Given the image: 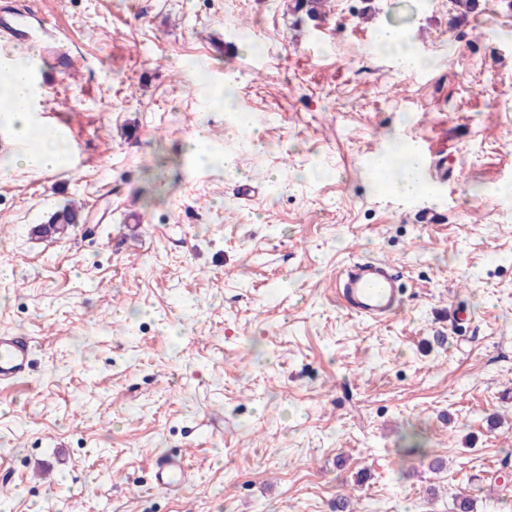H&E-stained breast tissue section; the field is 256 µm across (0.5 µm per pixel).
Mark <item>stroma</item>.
Returning a JSON list of instances; mask_svg holds the SVG:
<instances>
[{"mask_svg":"<svg viewBox=\"0 0 512 512\" xmlns=\"http://www.w3.org/2000/svg\"><path fill=\"white\" fill-rule=\"evenodd\" d=\"M17 3L79 58L67 80L40 65L79 164L0 178V333L32 345L0 386V512H449L460 492L501 512L512 0ZM385 26L421 71L379 49ZM228 85L250 115L234 135ZM415 138L455 182L381 198L373 157ZM73 201L84 224L33 235ZM360 258L403 275L387 322L336 300ZM170 453L182 498L152 483ZM191 468L180 454H168L157 458L152 464L154 484L173 492H181L191 479Z\"/></svg>","mask_w":512,"mask_h":512,"instance_id":"1","label":"stroma"}]
</instances>
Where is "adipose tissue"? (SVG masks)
<instances>
[{
	"label": "adipose tissue",
	"instance_id": "1",
	"mask_svg": "<svg viewBox=\"0 0 512 512\" xmlns=\"http://www.w3.org/2000/svg\"><path fill=\"white\" fill-rule=\"evenodd\" d=\"M0 82L6 85L5 94L0 96V126L11 130L16 137H25L33 122L31 112L22 106L32 94L29 62L16 54L0 57ZM61 140L59 132L43 130L37 149L20 154L18 163L48 170L68 167L69 155L61 149ZM403 152V166L396 181L388 179L392 156L377 158L372 169V177L380 189L402 203L418 196L424 188L423 163L418 150L408 145Z\"/></svg>",
	"mask_w": 512,
	"mask_h": 512
}]
</instances>
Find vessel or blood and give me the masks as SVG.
Instances as JSON below:
<instances>
[{
	"mask_svg": "<svg viewBox=\"0 0 512 512\" xmlns=\"http://www.w3.org/2000/svg\"><path fill=\"white\" fill-rule=\"evenodd\" d=\"M25 43H35L42 50L53 51L59 74L71 71L73 57L63 50L62 38L49 21L17 11L14 0H0V48L7 50ZM336 295L347 311L377 323L397 314L404 301V290L391 265L370 260L352 262L337 275ZM29 364L26 338L0 334V384L22 379ZM152 477L156 486L180 492L191 479V468L182 455L168 454L153 462Z\"/></svg>",
	"mask_w": 512,
	"mask_h": 512,
	"instance_id": "b4317fda",
	"label": "vessel or blood"
}]
</instances>
